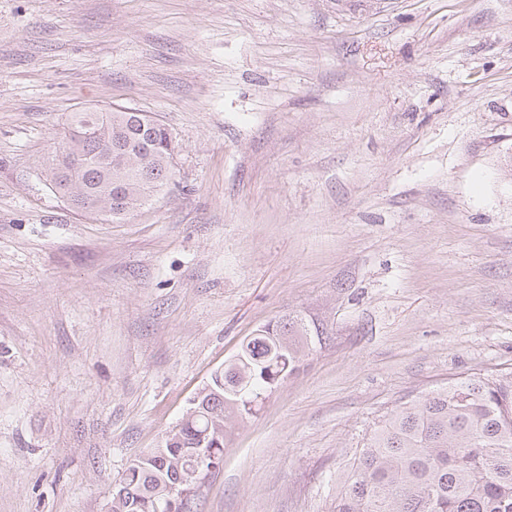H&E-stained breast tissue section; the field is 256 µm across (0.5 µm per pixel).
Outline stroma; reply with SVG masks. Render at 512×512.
I'll return each mask as SVG.
<instances>
[{
    "label": "stroma",
    "mask_w": 512,
    "mask_h": 512,
    "mask_svg": "<svg viewBox=\"0 0 512 512\" xmlns=\"http://www.w3.org/2000/svg\"><path fill=\"white\" fill-rule=\"evenodd\" d=\"M113 107L176 145L119 222L48 184ZM289 314L198 512H333L391 410L512 376V0H0V512H108Z\"/></svg>",
    "instance_id": "stroma-1"
}]
</instances>
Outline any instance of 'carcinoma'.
I'll use <instances>...</instances> for the list:
<instances>
[{"mask_svg": "<svg viewBox=\"0 0 512 512\" xmlns=\"http://www.w3.org/2000/svg\"><path fill=\"white\" fill-rule=\"evenodd\" d=\"M93 123L94 142L77 147L64 131L56 152L88 157L81 172L51 168V189L65 200L112 195V219L140 208L173 177L171 133L145 112L81 110L69 127ZM303 319L285 316L258 330L241 359L213 373L207 395H219L224 420L256 407L299 367L298 336H317ZM204 414H187L165 446L135 457L120 480L127 499L112 512H157L169 470L192 467L204 452L221 462L224 437L207 439ZM201 481L185 487L175 512H194ZM335 512H512V376H469L391 411L362 449L336 498Z\"/></svg>", "mask_w": 512, "mask_h": 512, "instance_id": "carcinoma-1", "label": "carcinoma"}]
</instances>
